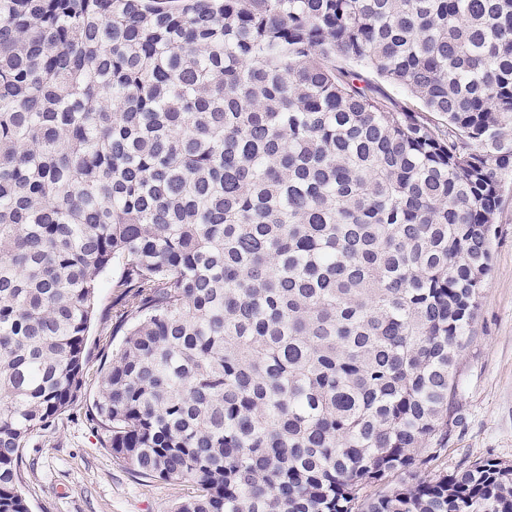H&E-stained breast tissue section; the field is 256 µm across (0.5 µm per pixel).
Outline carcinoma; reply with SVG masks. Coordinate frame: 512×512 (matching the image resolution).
I'll return each mask as SVG.
<instances>
[{"label": "carcinoma", "mask_w": 512, "mask_h": 512, "mask_svg": "<svg viewBox=\"0 0 512 512\" xmlns=\"http://www.w3.org/2000/svg\"><path fill=\"white\" fill-rule=\"evenodd\" d=\"M509 175L512 0H0V512L109 269L90 420L173 512H512L442 463Z\"/></svg>", "instance_id": "1"}]
</instances>
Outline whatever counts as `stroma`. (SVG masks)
Wrapping results in <instances>:
<instances>
[{
    "mask_svg": "<svg viewBox=\"0 0 512 512\" xmlns=\"http://www.w3.org/2000/svg\"><path fill=\"white\" fill-rule=\"evenodd\" d=\"M493 271L480 299L475 334L457 360L448 470L493 458L512 464V204L497 219ZM112 273L101 278L95 322L87 340L92 362L112 351L117 310ZM99 376L88 372L82 398L56 426L31 437L22 457L21 488L31 512H169L191 488L182 482L146 483L113 458L93 428L88 409Z\"/></svg>",
    "mask_w": 512,
    "mask_h": 512,
    "instance_id": "stroma-1",
    "label": "stroma"
}]
</instances>
